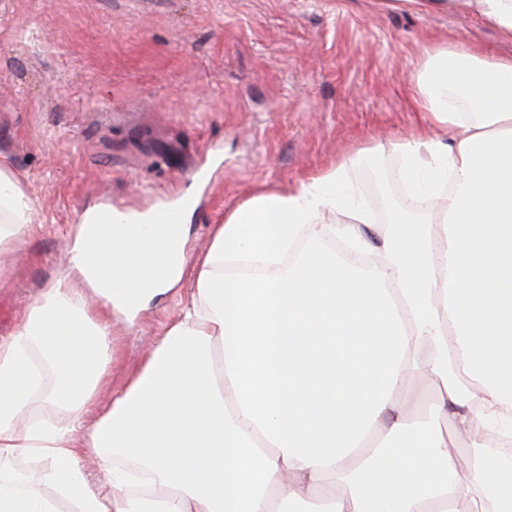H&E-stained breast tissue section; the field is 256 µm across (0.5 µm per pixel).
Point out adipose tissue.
Segmentation results:
<instances>
[{
	"label": "adipose tissue",
	"mask_w": 512,
	"mask_h": 512,
	"mask_svg": "<svg viewBox=\"0 0 512 512\" xmlns=\"http://www.w3.org/2000/svg\"><path fill=\"white\" fill-rule=\"evenodd\" d=\"M412 2L512 43V0ZM413 82L456 131L396 145L430 211L394 209L369 242L341 163L254 195L213 225L189 303L117 391L112 326L182 282L190 227L76 225L68 272L0 340V512H512V458L481 451L512 422V57L451 40ZM31 223L1 163L0 258ZM418 375L437 389L424 416ZM447 427L448 452L455 458L457 466L465 470L470 463V457L467 453L468 448H470V443L464 435L454 433L449 424Z\"/></svg>",
	"instance_id": "1"
}]
</instances>
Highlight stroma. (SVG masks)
<instances>
[{
	"instance_id": "35a3bbf8",
	"label": "stroma",
	"mask_w": 512,
	"mask_h": 512,
	"mask_svg": "<svg viewBox=\"0 0 512 512\" xmlns=\"http://www.w3.org/2000/svg\"><path fill=\"white\" fill-rule=\"evenodd\" d=\"M451 37L512 56L474 15L409 0H0V160L34 222L0 265V338L66 267L73 224L107 203L147 214L191 197L195 257L257 192L344 158L368 236L385 233L409 206L394 145L428 130L410 75ZM200 166L211 181L195 180ZM195 272L134 328L113 324V388L190 299Z\"/></svg>"
}]
</instances>
